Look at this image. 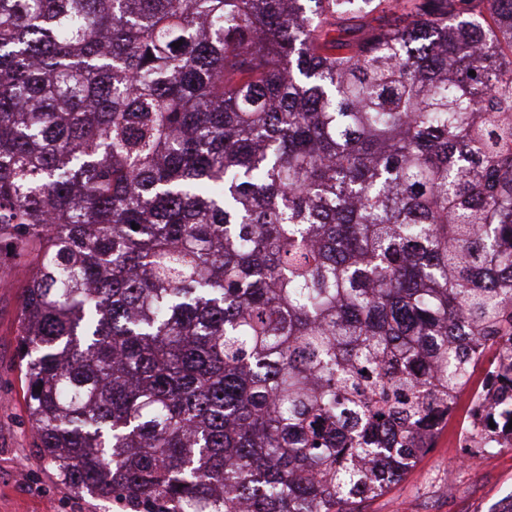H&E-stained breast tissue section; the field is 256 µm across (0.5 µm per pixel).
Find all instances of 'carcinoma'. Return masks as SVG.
Segmentation results:
<instances>
[{
  "mask_svg": "<svg viewBox=\"0 0 512 512\" xmlns=\"http://www.w3.org/2000/svg\"><path fill=\"white\" fill-rule=\"evenodd\" d=\"M2 255L61 484L362 512L512 385V0H0Z\"/></svg>",
  "mask_w": 512,
  "mask_h": 512,
  "instance_id": "obj_1",
  "label": "carcinoma"
}]
</instances>
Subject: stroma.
I'll list each match as a JSON object with an SVG mask.
<instances>
[{
	"label": "stroma",
	"mask_w": 512,
	"mask_h": 512,
	"mask_svg": "<svg viewBox=\"0 0 512 512\" xmlns=\"http://www.w3.org/2000/svg\"><path fill=\"white\" fill-rule=\"evenodd\" d=\"M0 512H119L111 500L72 491L60 484L34 446L24 399L20 301L24 275L0 259ZM458 409L401 481L365 501L364 512H500L512 496V449L486 456L463 452Z\"/></svg>",
	"instance_id": "35a3bbf8"
}]
</instances>
